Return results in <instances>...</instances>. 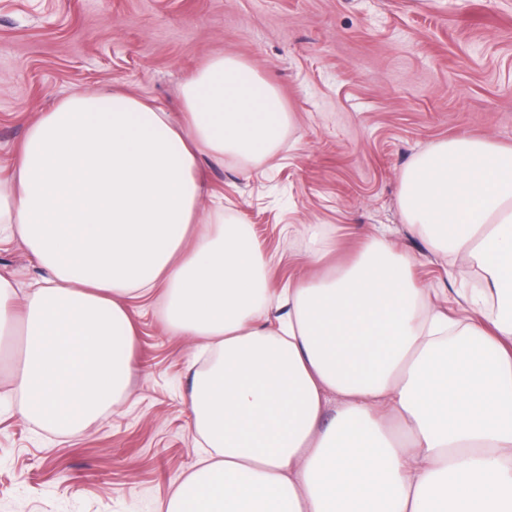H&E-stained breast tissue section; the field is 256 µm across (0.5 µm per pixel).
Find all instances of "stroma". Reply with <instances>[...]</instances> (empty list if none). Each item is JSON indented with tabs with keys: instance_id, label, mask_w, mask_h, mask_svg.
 I'll return each mask as SVG.
<instances>
[{
	"instance_id": "1",
	"label": "stroma",
	"mask_w": 512,
	"mask_h": 512,
	"mask_svg": "<svg viewBox=\"0 0 512 512\" xmlns=\"http://www.w3.org/2000/svg\"><path fill=\"white\" fill-rule=\"evenodd\" d=\"M222 54L256 67L291 114L271 159L203 165L272 290L311 273L315 224L338 241L329 269L381 234L412 256L418 285L452 292L447 260L402 215L400 175L443 140L512 146V0H0V166L62 97L109 86L176 113L180 86ZM0 276L23 288L40 270L5 244ZM128 307L131 396L74 433L25 413L19 349L0 355V512H158L192 471V343L154 298Z\"/></svg>"
}]
</instances>
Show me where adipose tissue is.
Listing matches in <instances>:
<instances>
[{"label":"adipose tissue","mask_w":512,"mask_h":512,"mask_svg":"<svg viewBox=\"0 0 512 512\" xmlns=\"http://www.w3.org/2000/svg\"><path fill=\"white\" fill-rule=\"evenodd\" d=\"M181 101L175 115L119 90L72 94L29 122L0 176V242L41 270L23 289L0 277L27 413L67 432L123 399L127 302L156 296L213 355L190 391L198 460L165 512H512V148L441 141L401 175L407 223L479 275L455 314L377 235L277 295L247 226L207 214L198 169L272 157L291 115L230 54Z\"/></svg>","instance_id":"ef3b65f1"}]
</instances>
